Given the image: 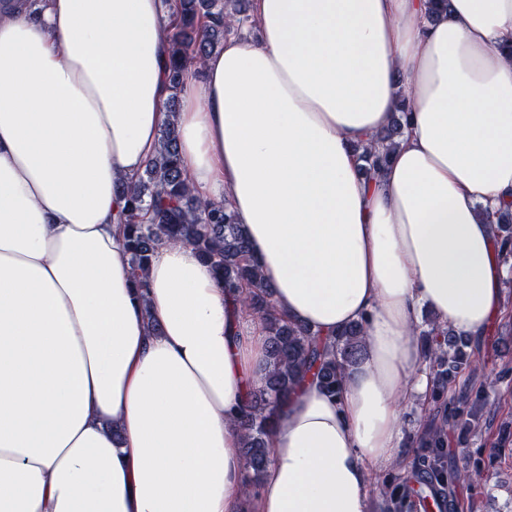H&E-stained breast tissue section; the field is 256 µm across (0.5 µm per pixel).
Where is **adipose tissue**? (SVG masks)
I'll list each match as a JSON object with an SVG mask.
<instances>
[{
    "mask_svg": "<svg viewBox=\"0 0 512 512\" xmlns=\"http://www.w3.org/2000/svg\"><path fill=\"white\" fill-rule=\"evenodd\" d=\"M177 0H44L0 22V512H368L401 406L429 390L413 327L483 339L503 312L512 0H250L169 96ZM375 177L361 147L401 103ZM172 125L194 193L242 224L285 320L366 347L337 395L271 419L244 505L234 420L263 324L187 243L137 287L117 211Z\"/></svg>",
    "mask_w": 512,
    "mask_h": 512,
    "instance_id": "ef3b65f1",
    "label": "adipose tissue"
}]
</instances>
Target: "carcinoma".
<instances>
[{
	"mask_svg": "<svg viewBox=\"0 0 512 512\" xmlns=\"http://www.w3.org/2000/svg\"><path fill=\"white\" fill-rule=\"evenodd\" d=\"M180 9L170 38L169 81L171 94L166 111L176 110L177 91L186 77L188 66L200 65L224 37L241 33L250 23L248 0H179ZM405 110L395 113L378 143L381 148L366 147L359 154L367 175L378 171L388 151L404 133ZM160 152L149 162L133 185L123 189L126 200L123 214L124 247L131 257L132 268L143 272L158 242L167 239L195 247L200 256L211 263L224 287L241 296L243 311L265 323L269 354L262 381L249 389L247 402L236 420L244 435L242 454L247 473L244 492H257L260 479L270 464L266 448L271 418L283 400L308 374L318 379L321 387L336 394L348 368L364 350L365 327L353 324L338 331L334 338H321L297 325L282 323L270 317L267 307L271 296L259 268L245 261L248 243L242 226L235 223L223 205L205 201L193 194L187 174L178 158V146L170 126L160 131ZM497 233L501 238L502 261L512 266V211L499 216ZM426 337L424 360L428 364L437 398L452 392L458 404L484 405L487 398L473 387L474 378L483 370L474 356L466 351L468 342L452 330H441L436 324L421 331ZM457 408L448 413V429L430 427L420 440L423 448L446 447L448 436L460 430L481 429L476 414L463 418Z\"/></svg>",
	"mask_w": 512,
	"mask_h": 512,
	"instance_id": "carcinoma-1",
	"label": "carcinoma"
}]
</instances>
